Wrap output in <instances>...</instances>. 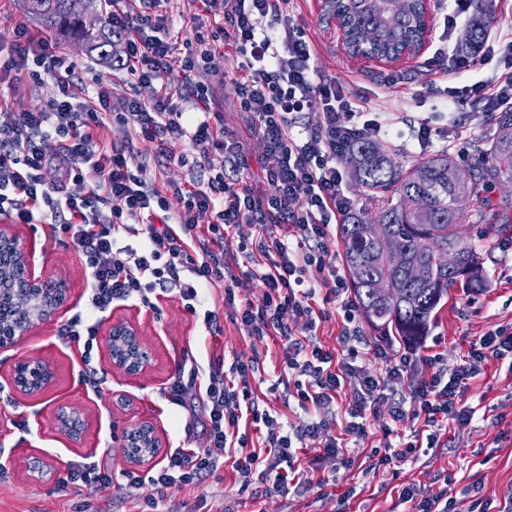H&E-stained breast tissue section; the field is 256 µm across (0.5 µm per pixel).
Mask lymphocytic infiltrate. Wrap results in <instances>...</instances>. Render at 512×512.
<instances>
[{"mask_svg":"<svg viewBox=\"0 0 512 512\" xmlns=\"http://www.w3.org/2000/svg\"><path fill=\"white\" fill-rule=\"evenodd\" d=\"M160 2L137 0L135 9L108 13L112 36L121 45L112 67L124 71L129 88L121 108L112 106L109 80L97 78L91 90L81 91L55 45L25 26H18L17 41L0 63V84L11 73L25 72L36 82L50 76L57 88L41 109L13 107L0 94V214L29 224L35 209L48 207L54 232L76 241L89 285L81 310L61 328L62 336L83 342L85 352H92L114 304L134 301L152 308L164 294L175 295L190 313H202L212 333L220 315L207 303L218 291L232 310V323L247 336H280L288 342L285 363L307 421L284 423L260 410L250 391L251 365L235 360L226 370L194 368L188 378L168 382L162 393L183 408L186 387H196L208 414L206 447L170 450L164 466L143 474L125 470L116 476L94 461L68 470L72 484L109 487L125 479L128 488L145 490L151 508L169 486L197 484L227 464L242 478L240 492L248 491L255 474L264 477L267 493L287 490L299 475L293 444L321 434V412L333 404L345 379L359 381L345 432L362 437L368 416L388 399L389 378L400 374L393 368L374 375L359 365L357 304L326 246L333 221L353 209L337 162L354 141L386 133L387 122L377 112L349 121V89L344 81L317 73L308 36L281 8V0H236L231 9L225 0H201L215 28L210 35H198L196 48L182 56L169 37L174 19L160 12ZM219 42L238 60L239 105L264 143L259 160L267 182L263 189L238 178V171L249 166L247 148L225 132L219 113L211 111L210 87L191 79ZM435 53L448 60V84L440 94L449 107L479 101L491 112L512 108V40L485 37L479 60L494 63L500 72L488 84L465 83L474 60L457 46L444 40ZM143 85L154 88L152 101L138 97L136 90ZM177 95L184 108L173 106ZM307 111L319 116L310 127L300 123ZM137 139L157 142L169 160L185 162L183 147L189 144L202 159L209 162L218 154L223 163L209 162L206 182L190 188L173 183L162 192L131 152ZM76 157L82 168L73 167ZM49 168L56 181L45 180ZM204 216L210 222L202 233L198 227ZM232 229L238 243L231 251L224 239ZM241 267L262 281L259 299L236 296L232 284ZM321 298L340 304L342 339L348 344L344 355L315 339V304ZM437 363V357H428L432 373L416 380L412 389L432 444L444 423L464 427L472 421L470 411L456 406L460 377L448 376ZM248 418L267 428L262 448L252 451L240 431Z\"/></svg>","mask_w":512,"mask_h":512,"instance_id":"lymphocytic-infiltrate-1","label":"lymphocytic infiltrate"}]
</instances>
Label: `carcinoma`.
<instances>
[{
  "instance_id": "carcinoma-1",
  "label": "carcinoma",
  "mask_w": 512,
  "mask_h": 512,
  "mask_svg": "<svg viewBox=\"0 0 512 512\" xmlns=\"http://www.w3.org/2000/svg\"><path fill=\"white\" fill-rule=\"evenodd\" d=\"M25 10L37 17L46 29L78 43L90 54L112 64V28L107 18L88 25L84 14L71 8L70 0H23ZM473 18L467 29L465 47H476L492 19V0H471ZM342 7L346 12L351 39L368 35L375 52L390 56L415 44L421 35L423 0L398 5L393 0H325L324 10ZM497 132L489 156L467 171L468 180L457 182V166L441 154L408 168L395 165L386 154L374 150L373 143L357 141L348 150L362 157L353 178L367 188L376 202L375 215L351 214L340 225L347 266L357 267L361 276L352 281L356 301L366 323L377 336H392L407 344L427 335L430 321L441 301L457 285L480 287L486 274L478 262L468 231L476 220L486 216L485 193L499 179L512 181V111L496 120ZM428 206L422 215L411 203ZM381 224L391 235V245L426 269L421 281L410 278L406 266H393L391 252L367 230ZM440 248L455 253L454 271L437 263ZM389 289L379 295L376 285Z\"/></svg>"
}]
</instances>
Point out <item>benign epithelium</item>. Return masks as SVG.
Returning <instances> with one entry per match:
<instances>
[{"label": "benign epithelium", "instance_id": "obj_1", "mask_svg": "<svg viewBox=\"0 0 512 512\" xmlns=\"http://www.w3.org/2000/svg\"><path fill=\"white\" fill-rule=\"evenodd\" d=\"M423 36L419 45L405 50L394 58L399 61L407 55H418L426 47L430 35L429 10H424L422 19ZM0 251L9 252L14 261L26 272L29 290L32 295L31 315L22 323L13 320L0 323V348L11 347L27 339L30 333L50 322L56 314L68 305L71 299V286L68 282L57 283L56 290L45 295L48 281L35 273V251L30 243L11 225H0ZM109 363L134 377L143 373L152 361L149 348L143 343L138 327L125 321L112 324L107 344ZM15 385L27 394H38L48 389L54 381V371L50 364L41 358H31L20 362L14 369ZM60 429L72 440L81 438L80 413L73 409L60 417ZM125 460L129 464H140L151 460L161 448V440L154 427L142 424L131 429L126 435Z\"/></svg>", "mask_w": 512, "mask_h": 512}]
</instances>
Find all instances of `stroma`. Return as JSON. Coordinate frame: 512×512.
Wrapping results in <instances>:
<instances>
[{
    "label": "stroma",
    "mask_w": 512,
    "mask_h": 512,
    "mask_svg": "<svg viewBox=\"0 0 512 512\" xmlns=\"http://www.w3.org/2000/svg\"><path fill=\"white\" fill-rule=\"evenodd\" d=\"M161 9L177 18L171 37L178 48L211 31L212 18L198 0H166ZM287 9L304 26L320 74L345 80L356 111L382 113L394 128L393 136L377 140L393 162L408 166L445 153L466 169L476 162L479 149L488 148L497 130L496 115L485 111L482 103H469L456 112L453 122L436 119V112L443 109L436 89L448 82V61L435 56L433 49L395 63L355 58L346 53L335 25L324 19L322 0H289ZM59 52L74 68L76 81L88 84L103 77L119 85L124 80V72L111 69L77 44L60 42ZM236 77L235 60L225 57L220 48L206 70L196 75L198 81L212 84L211 109L220 113L225 130L244 139L252 165L242 177L254 182L261 174L257 160L264 145L239 107ZM422 122L431 128L423 142L412 131ZM134 149L156 186L170 180L193 185L206 176L192 146L184 148L188 160L183 165L163 158L153 142L135 141ZM487 199L485 220L469 234L486 272V286L453 288L420 344L406 345L376 336L369 327L361 329L357 348L368 370L378 374L393 367L404 370L390 381L394 398L404 404V421L393 422L389 405L383 404L371 418L366 436L344 434L347 411L359 389L357 379L349 378L324 415L325 433L341 440L343 460L322 457L318 441L311 440L298 452L300 482L287 493L265 494L266 483L256 476L254 495L239 494L237 474L227 466L209 473L198 485L169 488L160 504L162 512H414V502L403 496L408 489L429 495L448 492L454 499L453 512H471L477 503L486 512H503L511 506L512 363L491 356L476 365L470 351L491 330L512 333V183L496 182ZM19 230L35 250L36 272L50 281H69L73 298L69 309L26 341L0 348V463L7 472L0 481V512H143L145 505L132 490L67 483L68 466L88 459L116 471L126 468L124 436L144 423L155 427L163 448L185 441L195 448L206 447L204 412L191 416L170 405L161 395L163 385L189 374L194 361L225 356L272 370L282 363L287 342L278 336L247 337L227 320L220 332L207 333L178 299L162 296L152 309L133 302L116 305L99 328L91 358H84L81 344L58 334L60 326L80 311L88 286L75 240L54 235L50 224L38 220L20 225ZM116 321L136 323L153 353L151 368L141 375L128 376L108 362L105 341ZM429 355L438 356L449 374L462 376L457 402L472 411L473 419L464 427L448 423L436 447L420 448L415 458L372 470V451L384 447L388 426L409 436L427 434L411 388L413 379L427 374ZM32 357L46 360L55 371L53 385L38 395L26 394L12 383L15 366ZM89 363L99 370V388L85 383ZM73 407L81 410L83 419L78 443L59 427L60 414Z\"/></svg>",
    "instance_id": "stroma-1"
}]
</instances>
